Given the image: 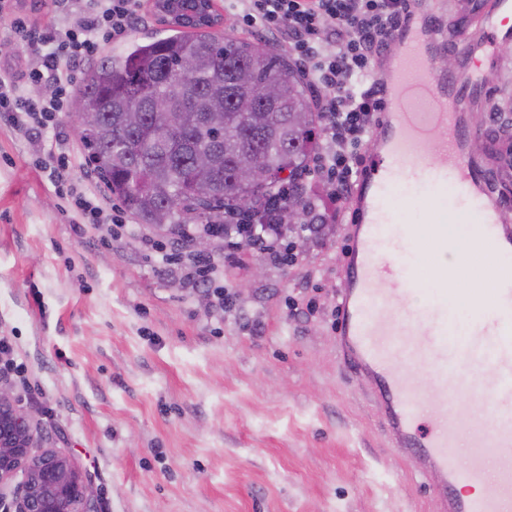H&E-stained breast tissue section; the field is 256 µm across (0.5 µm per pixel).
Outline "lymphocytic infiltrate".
I'll list each match as a JSON object with an SVG mask.
<instances>
[{
    "mask_svg": "<svg viewBox=\"0 0 512 512\" xmlns=\"http://www.w3.org/2000/svg\"><path fill=\"white\" fill-rule=\"evenodd\" d=\"M241 29L275 37L302 65L321 114L324 150L310 161L321 180L302 210L307 223L320 224L347 209L356 187L365 147L377 124L384 84L377 67L386 56L409 0H237ZM55 20L42 29L24 11L10 19L15 37L37 54L36 67L0 76V115L26 141L37 146L36 164L55 186L69 184L78 163L52 139L56 117L67 111L76 65L125 39L145 16V0H53ZM72 206L81 224H119L121 213L91 173L71 186ZM287 200L251 218L227 210L224 221L264 225L257 241L262 254L283 262L281 252Z\"/></svg>",
    "mask_w": 512,
    "mask_h": 512,
    "instance_id": "f902f5d3",
    "label": "lymphocytic infiltrate"
}]
</instances>
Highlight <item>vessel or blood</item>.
Listing matches in <instances>:
<instances>
[{"label": "vessel or blood", "mask_w": 512, "mask_h": 512, "mask_svg": "<svg viewBox=\"0 0 512 512\" xmlns=\"http://www.w3.org/2000/svg\"><path fill=\"white\" fill-rule=\"evenodd\" d=\"M447 6V0H411L396 33L399 51L387 62L391 79L352 199L336 304L339 354L368 381L397 446L419 458L422 473L437 475V512H512V226L504 222L512 195L501 190L512 169L477 164L470 145L483 131L459 110L461 102L485 99L500 76L479 62L488 46L512 38L506 22L512 0H482L451 40L458 55L479 69L465 77L434 65L437 51L450 42L437 24ZM398 185L412 197L422 189L453 196L471 218L466 252L487 255L493 270V303L478 318L458 325L448 303L474 301L480 289L460 293L444 279L433 280L424 307L404 312L406 295L419 285L413 267L419 238H427L440 259L452 243L448 211L438 206L430 224H391L387 198ZM415 366L426 367L436 381L434 402L444 406L449 387L473 380L490 408L479 414L460 400L452 412L424 415L422 400L411 392ZM477 415L483 431L462 466L454 448L462 423ZM489 448L496 451L491 461Z\"/></svg>", "instance_id": "1"}]
</instances>
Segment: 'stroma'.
<instances>
[{"label": "stroma", "instance_id": "1", "mask_svg": "<svg viewBox=\"0 0 512 512\" xmlns=\"http://www.w3.org/2000/svg\"><path fill=\"white\" fill-rule=\"evenodd\" d=\"M498 59L492 136L512 119V53ZM37 158L0 121V336L36 449L75 460L98 512H435L434 476L338 356L346 224L292 230L286 264L213 240L220 309L163 263L164 231L76 227Z\"/></svg>", "mask_w": 512, "mask_h": 512}]
</instances>
